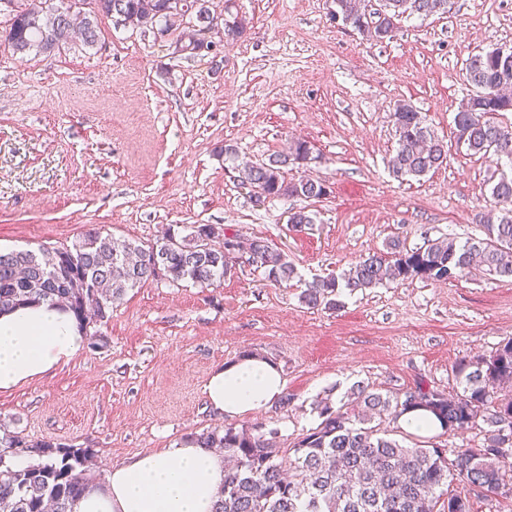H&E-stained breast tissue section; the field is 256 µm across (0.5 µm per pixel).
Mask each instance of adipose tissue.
<instances>
[{"label": "adipose tissue", "instance_id": "ef3b65f1", "mask_svg": "<svg viewBox=\"0 0 512 512\" xmlns=\"http://www.w3.org/2000/svg\"><path fill=\"white\" fill-rule=\"evenodd\" d=\"M74 316L49 304L0 315V391L42 376L82 346ZM280 367L245 353L216 367L203 386L208 405L238 417L268 409L285 392ZM224 460L187 438L169 448L112 466L102 485L89 487L75 512H215Z\"/></svg>", "mask_w": 512, "mask_h": 512}]
</instances>
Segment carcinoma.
<instances>
[{"mask_svg":"<svg viewBox=\"0 0 512 512\" xmlns=\"http://www.w3.org/2000/svg\"><path fill=\"white\" fill-rule=\"evenodd\" d=\"M31 2L10 16L4 30L5 43L16 54L65 49L77 18L83 45L93 46L99 19L115 16L143 30L178 32L176 50L189 58L213 51L204 35L211 14L203 0H67L65 7L47 8L43 0ZM335 4L343 21L371 42L391 38L412 16L448 13V0H382L378 21L371 24L361 0ZM225 12L220 20L225 42L237 41L247 32L246 20L228 4ZM465 80L470 93L454 116L456 146L512 165V124L501 120L512 112V97L499 89L504 81L512 83V55L502 57L494 47L478 51L466 60ZM391 120L397 148L389 166L396 177L419 179L443 166L448 142L411 104L396 103ZM311 154L310 142L291 140L268 161L244 165L241 182L265 199H320L327 195L324 182L285 176L288 166L307 162ZM491 197L500 215L484 225L483 237L461 244L446 235L413 249L394 240L388 253L374 252L339 277L305 284L301 302L337 308L344 288L352 293L416 277L440 282L475 268L512 279V176H499ZM312 224L305 209L289 211V231L302 233ZM223 233L215 224L170 227L155 243L141 245L91 229L70 246L0 252V312L51 302L63 304L81 324L88 309L103 322L112 304L159 272L171 282L211 286L228 270L224 250L210 245ZM247 261L278 285L297 276L288 257L262 238L250 240ZM453 372L462 391L448 396L421 386L399 396L359 385L353 397L360 412L336 405L328 394L315 402L320 422L292 448L276 447L277 431L265 430L262 423L201 433L197 440L203 447L220 448L234 461L224 473L216 512H472L471 493L478 488L512 497V339L488 355L460 360ZM415 408L433 413L445 435L474 427L478 413H485L482 446H405L391 436L387 423ZM23 456L32 462L20 468L12 464ZM88 458L87 448L19 435L1 438L0 512H74L86 489Z\"/></svg>","mask_w":512,"mask_h":512,"instance_id":"obj_1","label":"carcinoma"}]
</instances>
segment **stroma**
Instances as JSON below:
<instances>
[{
    "label": "stroma",
    "mask_w": 512,
    "mask_h": 512,
    "mask_svg": "<svg viewBox=\"0 0 512 512\" xmlns=\"http://www.w3.org/2000/svg\"><path fill=\"white\" fill-rule=\"evenodd\" d=\"M236 4L247 33L214 61L108 18L92 47L23 55L0 42L1 251L68 246L93 228L150 244L172 225L221 224L268 239L299 274L278 286L240 259L207 288L146 282L86 327L67 363L0 391V436L91 449L94 483L133 454L227 425L262 422L293 447L319 422L314 400L351 402L357 383L451 392L456 362L512 337V279L477 270L345 293L338 309L299 299L306 281L393 240L462 242L496 217L495 158L452 146L443 167L396 178L390 113L410 103L451 136L467 58L512 45V0H448L443 17L410 19L382 43L337 20L334 0ZM294 138L313 159L287 176L323 181L321 199L256 200L222 154L260 163ZM301 206L315 222L295 234L288 210ZM244 352L281 367L287 408L229 419L209 407V374Z\"/></svg>",
    "instance_id": "1"
}]
</instances>
